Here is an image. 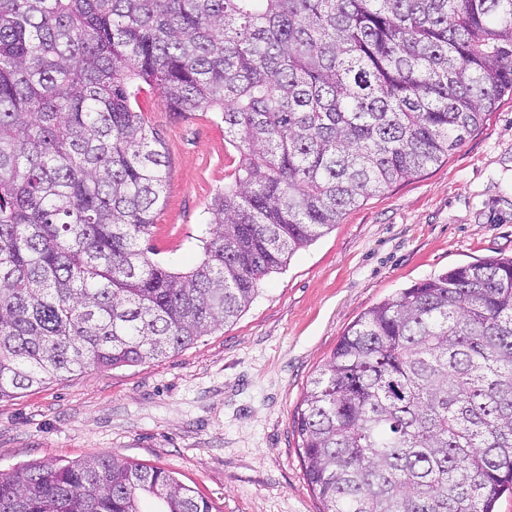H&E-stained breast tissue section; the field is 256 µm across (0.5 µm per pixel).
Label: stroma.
I'll list each match as a JSON object with an SVG mask.
<instances>
[{
    "instance_id": "obj_1",
    "label": "stroma",
    "mask_w": 512,
    "mask_h": 512,
    "mask_svg": "<svg viewBox=\"0 0 512 512\" xmlns=\"http://www.w3.org/2000/svg\"><path fill=\"white\" fill-rule=\"evenodd\" d=\"M139 105L169 174L149 240L191 266L203 211L239 159L213 111ZM512 256V95L441 162L346 212L261 282L234 322L165 358L89 368L0 401V474L111 455L173 473L216 512H323L295 420L343 332L367 308L448 268Z\"/></svg>"
}]
</instances>
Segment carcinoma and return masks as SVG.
Segmentation results:
<instances>
[{
    "instance_id": "carcinoma-1",
    "label": "carcinoma",
    "mask_w": 512,
    "mask_h": 512,
    "mask_svg": "<svg viewBox=\"0 0 512 512\" xmlns=\"http://www.w3.org/2000/svg\"><path fill=\"white\" fill-rule=\"evenodd\" d=\"M210 109L239 152L199 262L150 258L168 165L138 109ZM512 93V0H0V399L158 359ZM297 433L325 512H495L512 493V257L365 311ZM212 512L114 456L0 474V512Z\"/></svg>"
}]
</instances>
